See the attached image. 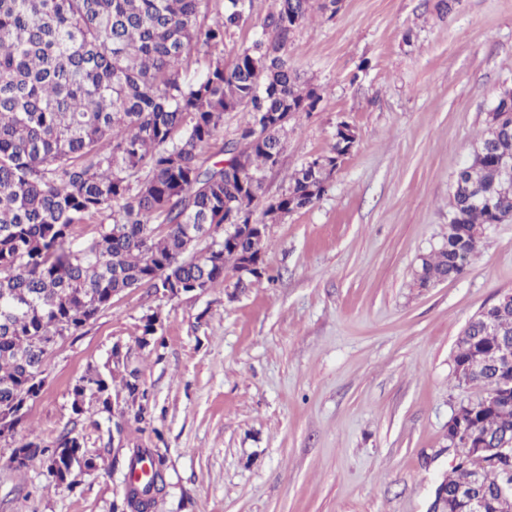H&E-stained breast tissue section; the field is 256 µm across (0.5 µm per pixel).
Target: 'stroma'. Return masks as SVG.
Returning a JSON list of instances; mask_svg holds the SVG:
<instances>
[{"instance_id": "obj_1", "label": "stroma", "mask_w": 512, "mask_h": 512, "mask_svg": "<svg viewBox=\"0 0 512 512\" xmlns=\"http://www.w3.org/2000/svg\"><path fill=\"white\" fill-rule=\"evenodd\" d=\"M438 3L341 0L302 24L288 59L321 100L292 123L266 196L329 151L338 122L354 148L311 208L268 225L269 278L232 301L139 288L59 342L25 423L0 442V512H113L139 450L163 462L151 512H427L453 464L448 421L481 395L455 379L456 343L512 291V219L460 277L414 279L447 242L457 172L512 89V0ZM117 344L149 416L127 419L116 448L108 412L89 399L76 415L71 390L88 367L111 368ZM73 427L94 468L59 483L44 455L13 464L27 435L50 445Z\"/></svg>"}]
</instances>
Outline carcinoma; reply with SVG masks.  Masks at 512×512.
Listing matches in <instances>:
<instances>
[{"label":"carcinoma","instance_id":"obj_1","mask_svg":"<svg viewBox=\"0 0 512 512\" xmlns=\"http://www.w3.org/2000/svg\"><path fill=\"white\" fill-rule=\"evenodd\" d=\"M203 0H0V436H13L40 395L50 352L41 343L73 335L136 288L224 286L248 258L264 262L266 227L312 206L325 191L343 152L296 169L277 204L263 200L265 173L283 151L288 124L315 111L320 95L300 81L288 61L297 28L318 8L336 13L340 0H273L260 33L233 58L218 55L184 75L199 45H224L248 22L252 0H225L215 17L200 19ZM242 112L245 125L224 142L235 156L232 176L206 164L202 149L224 127V113ZM278 112L287 123L257 125V114ZM471 161L452 188L448 241L421 258L416 280L427 288L458 278L489 226L512 218V96L498 98ZM263 208V220L252 219ZM235 209L246 232L208 234ZM112 223H104L105 218ZM101 221L82 239L83 225ZM512 342V306L481 311L457 343L454 365L471 368L458 383L483 395L469 403L476 430L512 450V405L497 401L499 376L490 353ZM115 373L95 370L72 389L84 412L91 396L111 411L112 394L138 401L145 421L146 391ZM83 435L71 428L52 448L34 436L15 449L24 467L42 453L61 482L71 471ZM456 464L438 478L429 506L441 494L455 499L470 448L462 436ZM163 463H153L149 485L129 489L123 503L148 512L162 490ZM475 495L483 512H512V477L494 463L480 468Z\"/></svg>","mask_w":512,"mask_h":512}]
</instances>
